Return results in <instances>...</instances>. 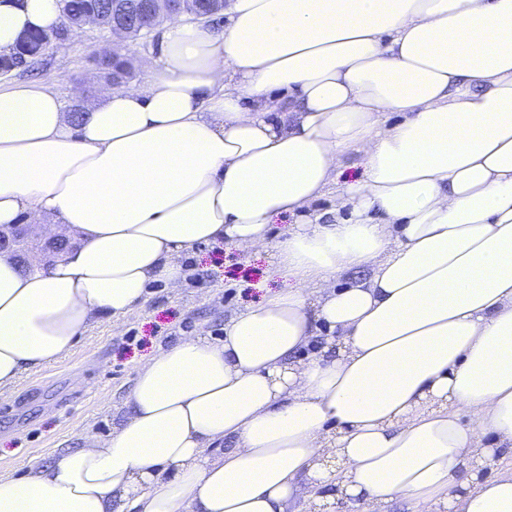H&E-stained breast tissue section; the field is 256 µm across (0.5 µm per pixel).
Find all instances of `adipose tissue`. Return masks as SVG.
<instances>
[{
    "instance_id": "1",
    "label": "adipose tissue",
    "mask_w": 512,
    "mask_h": 512,
    "mask_svg": "<svg viewBox=\"0 0 512 512\" xmlns=\"http://www.w3.org/2000/svg\"><path fill=\"white\" fill-rule=\"evenodd\" d=\"M231 2L221 32L168 19L140 84L73 91L80 119L41 83L0 90V229L73 241L0 251V394L178 287L183 249L264 248L356 152L353 213L289 231L297 286L155 353L111 437L0 478V512H304L327 487L358 512H512V470L469 471L482 436L512 448V0ZM62 21L0 0V50Z\"/></svg>"
}]
</instances>
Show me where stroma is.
<instances>
[{
    "label": "stroma",
    "mask_w": 512,
    "mask_h": 512,
    "mask_svg": "<svg viewBox=\"0 0 512 512\" xmlns=\"http://www.w3.org/2000/svg\"><path fill=\"white\" fill-rule=\"evenodd\" d=\"M109 38V33L89 27L79 37L52 44L33 81L65 98L76 87L93 97L103 76L94 54ZM362 171L360 156L349 154L336 182L307 206L306 215L349 218L342 194ZM302 218L276 219L268 231V249L261 253L248 255L212 243L180 252L179 263L198 270L202 280L186 279L176 288L150 287L131 313L98 318L69 354L24 372L8 399L0 398V477L22 475L61 449L79 447L80 434L108 438L151 355L184 336L223 337L234 313L258 303L265 293L287 287V279L274 272L275 254Z\"/></svg>",
    "instance_id": "35a3bbf8"
}]
</instances>
